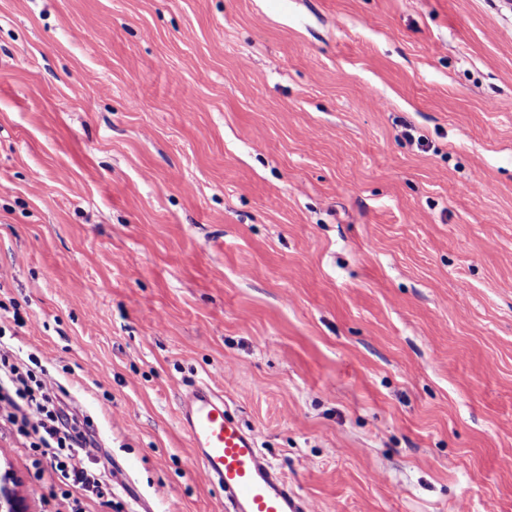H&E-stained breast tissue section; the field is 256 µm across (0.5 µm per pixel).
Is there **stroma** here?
<instances>
[{"instance_id":"35a3bbf8","label":"stroma","mask_w":512,"mask_h":512,"mask_svg":"<svg viewBox=\"0 0 512 512\" xmlns=\"http://www.w3.org/2000/svg\"><path fill=\"white\" fill-rule=\"evenodd\" d=\"M0 304L104 477L0 431L28 512H223L203 381L308 512H512V0H0Z\"/></svg>"}]
</instances>
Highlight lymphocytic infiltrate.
I'll use <instances>...</instances> for the list:
<instances>
[{"label": "lymphocytic infiltrate", "instance_id": "1", "mask_svg": "<svg viewBox=\"0 0 512 512\" xmlns=\"http://www.w3.org/2000/svg\"><path fill=\"white\" fill-rule=\"evenodd\" d=\"M0 424L28 438L35 465L45 466L63 485L92 493L102 475L85 463L90 437L70 422L44 374L26 369L0 343Z\"/></svg>", "mask_w": 512, "mask_h": 512}]
</instances>
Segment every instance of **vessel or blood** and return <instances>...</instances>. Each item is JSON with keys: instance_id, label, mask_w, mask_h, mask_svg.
<instances>
[{"instance_id": "1", "label": "vessel or blood", "mask_w": 512, "mask_h": 512, "mask_svg": "<svg viewBox=\"0 0 512 512\" xmlns=\"http://www.w3.org/2000/svg\"><path fill=\"white\" fill-rule=\"evenodd\" d=\"M178 422L208 480L223 489L225 512H305L256 434L230 415L222 392L204 382L181 394Z\"/></svg>"}]
</instances>
